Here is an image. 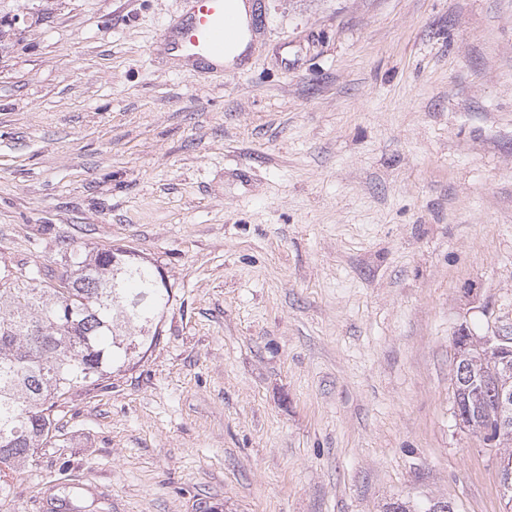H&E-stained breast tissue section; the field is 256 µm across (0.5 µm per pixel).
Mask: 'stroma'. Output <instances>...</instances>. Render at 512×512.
Listing matches in <instances>:
<instances>
[{"instance_id": "stroma-1", "label": "stroma", "mask_w": 512, "mask_h": 512, "mask_svg": "<svg viewBox=\"0 0 512 512\" xmlns=\"http://www.w3.org/2000/svg\"><path fill=\"white\" fill-rule=\"evenodd\" d=\"M183 7L0 0V266L170 292L0 512H512L451 383L512 337V0H253L224 72Z\"/></svg>"}]
</instances>
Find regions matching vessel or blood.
I'll return each instance as SVG.
<instances>
[{
  "mask_svg": "<svg viewBox=\"0 0 512 512\" xmlns=\"http://www.w3.org/2000/svg\"><path fill=\"white\" fill-rule=\"evenodd\" d=\"M228 0H186V12L164 31L163 41L182 56L213 69L239 37V21Z\"/></svg>",
  "mask_w": 512,
  "mask_h": 512,
  "instance_id": "obj_1",
  "label": "vessel or blood"
}]
</instances>
